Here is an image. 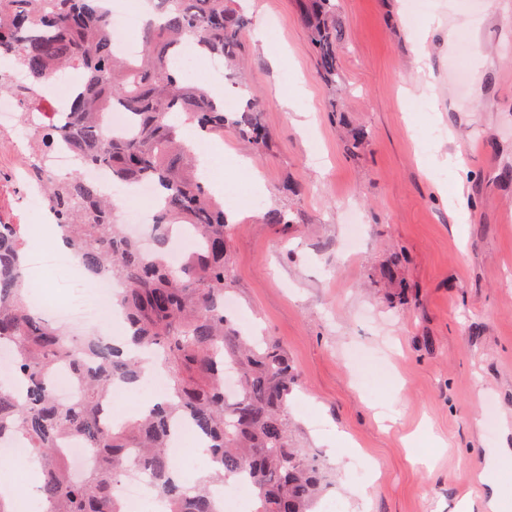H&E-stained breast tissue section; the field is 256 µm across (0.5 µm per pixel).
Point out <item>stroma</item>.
Instances as JSON below:
<instances>
[{
    "instance_id": "stroma-1",
    "label": "stroma",
    "mask_w": 512,
    "mask_h": 512,
    "mask_svg": "<svg viewBox=\"0 0 512 512\" xmlns=\"http://www.w3.org/2000/svg\"><path fill=\"white\" fill-rule=\"evenodd\" d=\"M408 0H336L338 77L326 86L299 0H248L240 67L259 94L271 144L260 155L233 129L223 143L264 180L235 190L224 299L241 332L279 343L300 379L288 402L293 435L324 466L340 512H457L473 474L512 504V0H434L418 42ZM470 58L460 66V34ZM289 55L272 66L263 45ZM297 95L298 111L282 101ZM367 135L349 146L353 129ZM460 156L433 178V154ZM21 162L0 147V222L38 247L41 213H22ZM463 194L453 224L448 202ZM287 211L272 224L269 210ZM362 225L350 241L348 211ZM34 296L60 305L80 271H31ZM382 364L367 388L352 350ZM364 459L354 479L336 444ZM443 447H435L433 437ZM361 486L363 497L352 496Z\"/></svg>"
}]
</instances>
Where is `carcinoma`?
I'll use <instances>...</instances> for the list:
<instances>
[{"instance_id":"carcinoma-1","label":"carcinoma","mask_w":512,"mask_h":512,"mask_svg":"<svg viewBox=\"0 0 512 512\" xmlns=\"http://www.w3.org/2000/svg\"><path fill=\"white\" fill-rule=\"evenodd\" d=\"M300 3L319 76L331 86L338 74L335 0ZM249 27L250 18L232 0H177L142 28V54L128 60L113 51L101 0H0V58H11L35 85L64 69L83 75L67 122L45 127L30 138V148L43 153L66 140L88 165L110 169L112 183L147 182L162 201L147 251L115 223L111 197L83 171L55 177L28 172L88 271L120 285L115 297L132 342L155 355L169 379V402L120 429L101 420L103 404L113 382L140 378L141 364L114 346L99 351L91 337L35 318L24 288L30 251L25 228L0 224V347L18 352L14 375L0 381V442L20 434L38 451L47 512H124L113 485L129 467V448L138 449L136 465L155 479L170 512H216L209 485L189 489L177 478L168 448L184 421L208 441L207 455L218 465L213 482L248 475L260 502L256 512H312L330 489L318 460L294 446L288 399L298 375L285 350L242 335L224 315V201L200 180L194 148L181 138L183 125L208 136L230 127L256 153L269 148L254 98L226 111L188 83L177 62V50L191 37L232 67ZM110 104L129 112L131 134H103V110ZM175 225L192 231L202 248L178 257L169 246ZM61 363L83 384L82 398L69 404L56 402L45 382ZM226 366L240 385L230 403L224 400ZM66 437H82L99 449L97 469L78 482L58 455Z\"/></svg>"}]
</instances>
